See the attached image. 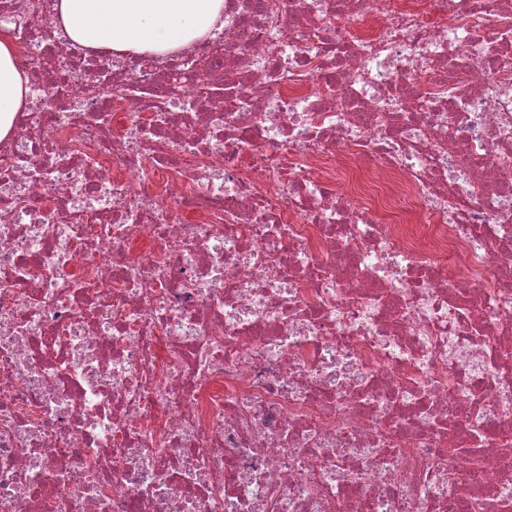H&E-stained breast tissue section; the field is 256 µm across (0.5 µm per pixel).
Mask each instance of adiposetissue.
Returning <instances> with one entry per match:
<instances>
[{"label":"adipose tissue","mask_w":512,"mask_h":512,"mask_svg":"<svg viewBox=\"0 0 512 512\" xmlns=\"http://www.w3.org/2000/svg\"><path fill=\"white\" fill-rule=\"evenodd\" d=\"M58 39L98 51L161 58L224 27V0H54ZM0 26V140L30 102L28 76Z\"/></svg>","instance_id":"ef3b65f1"}]
</instances>
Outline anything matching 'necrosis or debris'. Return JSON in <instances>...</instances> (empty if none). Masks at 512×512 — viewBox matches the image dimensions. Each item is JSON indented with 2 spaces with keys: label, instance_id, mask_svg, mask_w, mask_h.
<instances>
[{
  "label": "necrosis or debris",
  "instance_id": "4bbe7bcc",
  "mask_svg": "<svg viewBox=\"0 0 512 512\" xmlns=\"http://www.w3.org/2000/svg\"><path fill=\"white\" fill-rule=\"evenodd\" d=\"M0 20V512L512 504V0ZM55 36L98 51L161 58L224 28V0H54ZM11 25L0 27V140L12 129L17 112H24L31 89L25 71L16 64V49L9 36Z\"/></svg>",
  "mask_w": 512,
  "mask_h": 512
}]
</instances>
